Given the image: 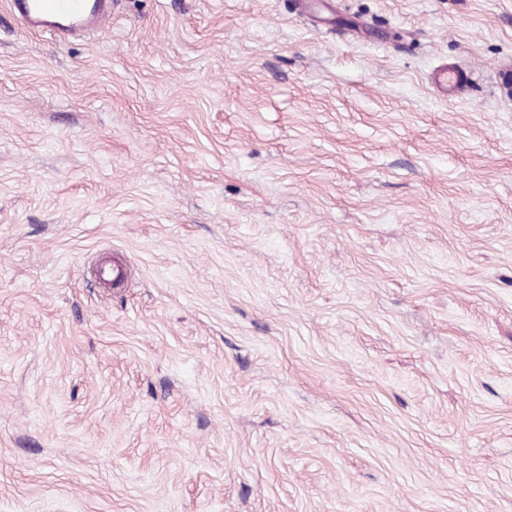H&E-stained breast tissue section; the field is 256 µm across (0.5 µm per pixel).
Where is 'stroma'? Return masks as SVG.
I'll return each mask as SVG.
<instances>
[{"mask_svg": "<svg viewBox=\"0 0 512 512\" xmlns=\"http://www.w3.org/2000/svg\"><path fill=\"white\" fill-rule=\"evenodd\" d=\"M335 3L0 0V512H512V0ZM34 31L54 32L62 41L105 24L109 0H10ZM469 81L468 72L448 65L436 68L429 77V82L447 95H463L467 91Z\"/></svg>", "mask_w": 512, "mask_h": 512, "instance_id": "1", "label": "stroma"}]
</instances>
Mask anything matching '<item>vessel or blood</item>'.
<instances>
[{"label":"vessel or blood","instance_id":"obj_1","mask_svg":"<svg viewBox=\"0 0 512 512\" xmlns=\"http://www.w3.org/2000/svg\"><path fill=\"white\" fill-rule=\"evenodd\" d=\"M17 14L33 30L52 32L59 39L85 33L105 24L109 17V0H10ZM438 90L463 95L470 81L468 72L443 65L429 77Z\"/></svg>","mask_w":512,"mask_h":512}]
</instances>
